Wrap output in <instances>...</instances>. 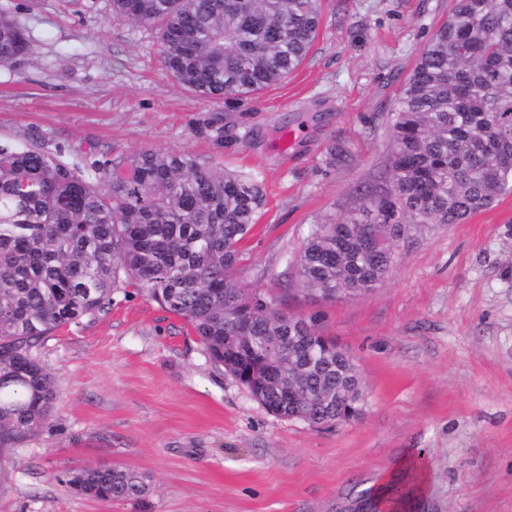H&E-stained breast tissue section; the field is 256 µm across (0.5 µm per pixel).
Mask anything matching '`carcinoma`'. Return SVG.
I'll return each mask as SVG.
<instances>
[{"label":"carcinoma","instance_id":"cac0c4a2","mask_svg":"<svg viewBox=\"0 0 512 512\" xmlns=\"http://www.w3.org/2000/svg\"><path fill=\"white\" fill-rule=\"evenodd\" d=\"M112 17L157 32L162 69L210 100L238 99L296 70L322 22L320 0H112ZM29 30L0 7V61ZM389 188L315 224L296 256L302 289L326 302L381 285L415 224H462L512 191V0H454L422 48L386 127ZM266 206L262 183L190 153L142 147L65 161L0 141V449L39 429L56 398L33 354L51 331L137 288L183 319L212 365L269 413L339 426L366 411L356 360L240 277L241 246ZM98 501L149 490L126 466L65 471ZM411 479L390 495L410 496Z\"/></svg>","mask_w":512,"mask_h":512}]
</instances>
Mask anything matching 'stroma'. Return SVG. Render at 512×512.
Segmentation results:
<instances>
[{"label": "stroma", "mask_w": 512, "mask_h": 512, "mask_svg": "<svg viewBox=\"0 0 512 512\" xmlns=\"http://www.w3.org/2000/svg\"><path fill=\"white\" fill-rule=\"evenodd\" d=\"M453 0H322L323 23L280 84L207 101L164 73L153 28L110 0H0L31 33L0 62V140L69 162L140 146L185 151L262 182L267 205L242 276L356 359L359 421L275 417L208 362L184 321L134 289L108 313L46 336L50 417L0 450V512H358L379 473L430 459L406 512H512V191L462 224H422L389 278L313 299L292 261L311 225L385 187L386 122ZM298 133L282 149L280 130ZM145 473L141 502H100L62 479L78 466Z\"/></svg>", "instance_id": "1"}]
</instances>
